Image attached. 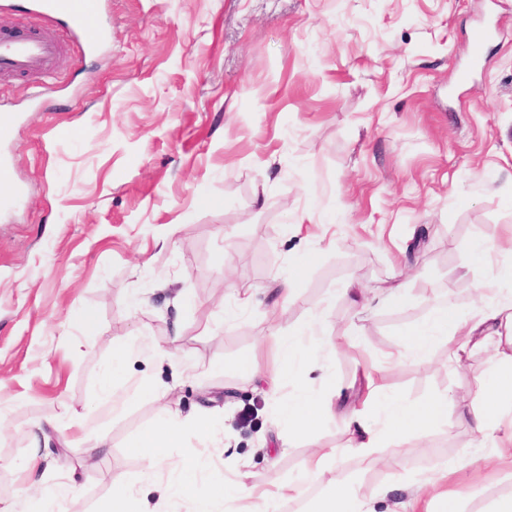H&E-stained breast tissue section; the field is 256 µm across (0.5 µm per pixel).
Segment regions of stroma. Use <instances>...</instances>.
<instances>
[{"instance_id":"35a3bbf8","label":"stroma","mask_w":512,"mask_h":512,"mask_svg":"<svg viewBox=\"0 0 512 512\" xmlns=\"http://www.w3.org/2000/svg\"><path fill=\"white\" fill-rule=\"evenodd\" d=\"M107 20L108 48L41 77L40 97L26 78L0 83V113L22 116L10 150L23 188L0 211V500L32 512L19 466L41 425L39 478L77 486L65 512H103L118 477L157 505L169 477L127 445L168 407L221 423L216 438L166 451L172 464L206 461L198 493L248 471L261 491L296 483L276 512H308L335 478L303 482L310 455L349 436L332 419L283 444L279 403L336 385L358 405L365 372L407 402L452 398L426 439L382 449L391 465L345 458L368 512H394L409 478L450 464L444 490L482 491L465 512L512 494L466 415L489 352L452 367L447 340L420 355L398 346L438 302L467 316L481 288L512 298L493 273L512 252L490 270L469 252L512 236V0H109ZM486 22L477 59L471 37ZM310 254L283 301L279 276ZM399 284L404 301L371 312L351 294ZM237 287L257 301L229 318ZM318 314L322 338L351 327L358 347L279 390L234 371L253 352L272 366L270 329L298 334ZM117 338L154 354L132 355L101 401ZM63 402L76 422H56ZM99 435L109 447L90 451Z\"/></svg>"}]
</instances>
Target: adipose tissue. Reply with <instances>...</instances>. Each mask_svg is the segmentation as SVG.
Instances as JSON below:
<instances>
[{
    "instance_id": "1",
    "label": "adipose tissue",
    "mask_w": 512,
    "mask_h": 512,
    "mask_svg": "<svg viewBox=\"0 0 512 512\" xmlns=\"http://www.w3.org/2000/svg\"><path fill=\"white\" fill-rule=\"evenodd\" d=\"M438 335L447 338L448 358L457 364L463 363L473 352L491 349V365L479 388L481 406L471 412L470 418L475 434L485 440L494 439L499 413L512 408V304L492 302L466 319L459 317L453 306L439 307L431 324L407 331L400 343L420 353ZM272 341L278 359L274 381L278 384L293 383L305 376L319 353L333 347L332 342L301 333L276 335ZM449 405L450 399L445 394L414 404L395 397H381L373 390L361 406L349 407L341 392L333 390L325 396L309 393L285 399L280 404L279 416L293 438L314 433L332 416L340 420L349 433L348 448H327L312 453L306 476L316 482L347 450H354L375 464L379 461L377 452L381 445L400 448L409 437H425L433 425L447 419ZM214 430V424L183 418L164 408L150 426L130 441L129 448L147 470L154 471L165 462L166 449L181 447L190 435L209 438ZM200 468L195 458H185L180 465L182 478L169 483L165 504L156 512H165L166 504L181 499L192 503L193 512H215L214 498L195 490L192 477Z\"/></svg>"
}]
</instances>
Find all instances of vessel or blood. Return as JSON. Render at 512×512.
I'll return each mask as SVG.
<instances>
[{
  "mask_svg": "<svg viewBox=\"0 0 512 512\" xmlns=\"http://www.w3.org/2000/svg\"><path fill=\"white\" fill-rule=\"evenodd\" d=\"M28 14L42 24L40 30L0 37V80L16 76L38 78L54 72L69 46L81 53L102 52L112 33L105 18L106 0H29ZM63 24L66 39L50 37L43 29ZM11 159L0 152V209L20 196Z\"/></svg>",
  "mask_w": 512,
  "mask_h": 512,
  "instance_id": "vessel-or-blood-1",
  "label": "vessel or blood"
}]
</instances>
